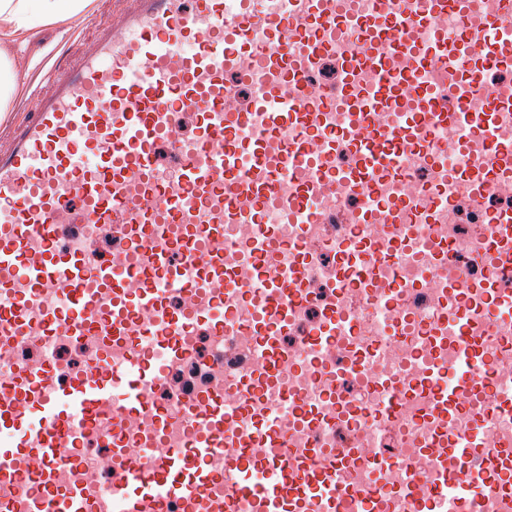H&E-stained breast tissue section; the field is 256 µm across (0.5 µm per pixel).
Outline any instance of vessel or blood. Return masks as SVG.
<instances>
[{
	"mask_svg": "<svg viewBox=\"0 0 512 512\" xmlns=\"http://www.w3.org/2000/svg\"><path fill=\"white\" fill-rule=\"evenodd\" d=\"M134 2L0 151V512H512V0Z\"/></svg>",
	"mask_w": 512,
	"mask_h": 512,
	"instance_id": "vessel-or-blood-1",
	"label": "vessel or blood"
}]
</instances>
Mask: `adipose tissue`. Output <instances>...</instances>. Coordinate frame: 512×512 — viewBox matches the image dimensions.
Listing matches in <instances>:
<instances>
[{
  "label": "adipose tissue",
  "instance_id": "obj_1",
  "mask_svg": "<svg viewBox=\"0 0 512 512\" xmlns=\"http://www.w3.org/2000/svg\"><path fill=\"white\" fill-rule=\"evenodd\" d=\"M94 0H0V36L17 46L35 28L68 24L93 7Z\"/></svg>",
  "mask_w": 512,
  "mask_h": 512
}]
</instances>
